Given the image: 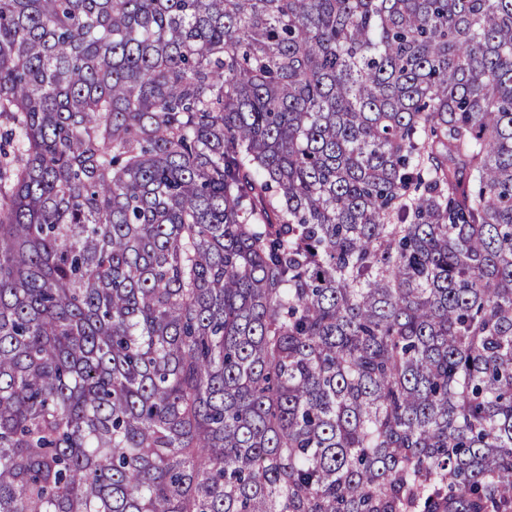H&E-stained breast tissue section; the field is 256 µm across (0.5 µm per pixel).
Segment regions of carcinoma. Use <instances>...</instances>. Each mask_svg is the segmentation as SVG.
I'll return each instance as SVG.
<instances>
[{"label":"carcinoma","instance_id":"cac0c4a2","mask_svg":"<svg viewBox=\"0 0 512 512\" xmlns=\"http://www.w3.org/2000/svg\"><path fill=\"white\" fill-rule=\"evenodd\" d=\"M0 512H512V0H0Z\"/></svg>","mask_w":512,"mask_h":512}]
</instances>
